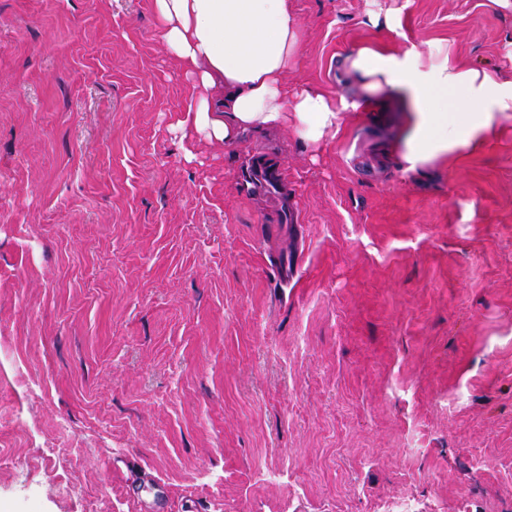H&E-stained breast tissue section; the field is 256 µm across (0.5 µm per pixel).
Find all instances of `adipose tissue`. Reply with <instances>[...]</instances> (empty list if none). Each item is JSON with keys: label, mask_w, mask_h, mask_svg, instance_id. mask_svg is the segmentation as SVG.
Here are the masks:
<instances>
[{"label": "adipose tissue", "mask_w": 512, "mask_h": 512, "mask_svg": "<svg viewBox=\"0 0 512 512\" xmlns=\"http://www.w3.org/2000/svg\"><path fill=\"white\" fill-rule=\"evenodd\" d=\"M155 8L164 43L201 89L177 127L212 143L231 147L249 132L289 125L315 145L339 131L340 110L380 106L395 128L387 152L406 172L423 174L484 148L512 119V82L447 58L425 64L412 45L351 48L337 73L350 94L340 100L310 88L289 92L283 76L300 27L288 0H155Z\"/></svg>", "instance_id": "1"}]
</instances>
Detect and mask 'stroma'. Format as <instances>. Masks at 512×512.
Wrapping results in <instances>:
<instances>
[{"label": "stroma", "instance_id": "obj_1", "mask_svg": "<svg viewBox=\"0 0 512 512\" xmlns=\"http://www.w3.org/2000/svg\"><path fill=\"white\" fill-rule=\"evenodd\" d=\"M289 5V90L395 10L512 82L492 0ZM191 92L154 0H0V512H512V121L414 176Z\"/></svg>", "mask_w": 512, "mask_h": 512}]
</instances>
